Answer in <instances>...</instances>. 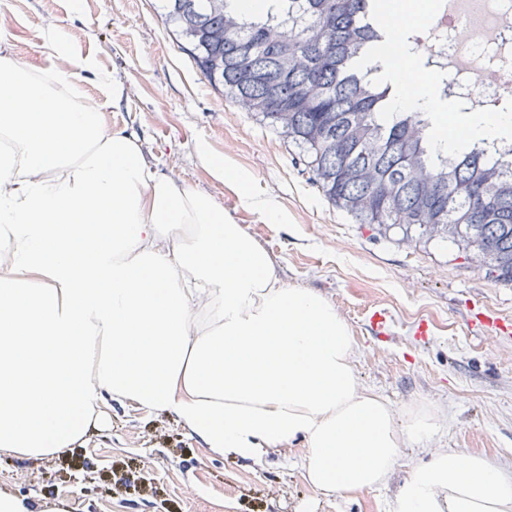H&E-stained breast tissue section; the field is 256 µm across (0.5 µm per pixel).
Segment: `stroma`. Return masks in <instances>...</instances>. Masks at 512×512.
Masks as SVG:
<instances>
[{
	"label": "stroma",
	"mask_w": 512,
	"mask_h": 512,
	"mask_svg": "<svg viewBox=\"0 0 512 512\" xmlns=\"http://www.w3.org/2000/svg\"><path fill=\"white\" fill-rule=\"evenodd\" d=\"M164 5L0 0L11 18L0 27V51L46 72L43 36L56 28L72 57L94 61L76 83L104 102L106 130L134 134L145 165L211 198L270 254L287 286L336 307L355 338L362 383L395 410L422 403L446 413L434 449L484 456L511 471L512 333L471 327L469 310L512 322V284L488 279L450 243L404 241L400 231L356 223L329 202L285 134L212 86ZM219 165L228 178L217 175ZM378 306L391 315L390 335L370 331ZM421 322L431 330L425 342L413 334ZM102 409V422L61 456L21 461L1 452L0 491L36 503L61 499L71 512H391L408 472L432 451L406 447L384 486L325 494L303 477V441L256 464L211 452L167 412L108 396Z\"/></svg>",
	"instance_id": "obj_1"
}]
</instances>
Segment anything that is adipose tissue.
<instances>
[{
	"mask_svg": "<svg viewBox=\"0 0 512 512\" xmlns=\"http://www.w3.org/2000/svg\"><path fill=\"white\" fill-rule=\"evenodd\" d=\"M381 18L395 109L434 110L400 0ZM44 49L61 62L46 77L0 55V452L64 453L106 396L172 412L212 452L257 463L303 440V476L330 494L383 486L404 448L429 447L439 413L396 412L363 387L334 305L286 286L241 225L147 167L132 136L60 100L54 82L93 63L52 28ZM511 130L507 112H452L427 136L452 151ZM394 512H512V472L434 452Z\"/></svg>",
	"mask_w": 512,
	"mask_h": 512,
	"instance_id": "ef3b65f1",
	"label": "adipose tissue"
}]
</instances>
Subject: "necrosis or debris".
<instances>
[{"mask_svg":"<svg viewBox=\"0 0 512 512\" xmlns=\"http://www.w3.org/2000/svg\"><path fill=\"white\" fill-rule=\"evenodd\" d=\"M418 40L431 73L453 72L445 94L460 111L512 105V0H435Z\"/></svg>","mask_w":512,"mask_h":512,"instance_id":"necrosis-or-debris-1","label":"necrosis or debris"}]
</instances>
